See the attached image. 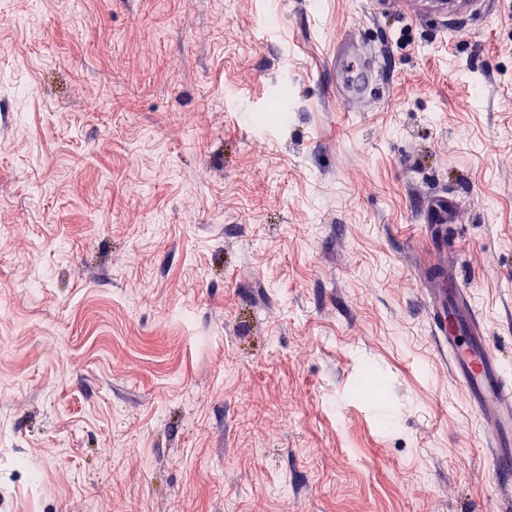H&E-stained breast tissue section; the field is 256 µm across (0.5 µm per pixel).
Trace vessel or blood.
<instances>
[{
    "label": "vessel or blood",
    "instance_id": "vessel-or-blood-1",
    "mask_svg": "<svg viewBox=\"0 0 512 512\" xmlns=\"http://www.w3.org/2000/svg\"><path fill=\"white\" fill-rule=\"evenodd\" d=\"M498 0H436L432 14L399 0L400 13L437 31L451 30L493 14ZM336 97L349 102L372 92L373 71L366 43L343 38L331 58ZM454 204L441 195L424 212L422 232L435 257L424 266L421 280L432 337L448 356L450 375L465 391L469 408L483 428L486 446L501 480L512 483V372L490 339L471 291L464 288L459 269L448 256V213Z\"/></svg>",
    "mask_w": 512,
    "mask_h": 512
}]
</instances>
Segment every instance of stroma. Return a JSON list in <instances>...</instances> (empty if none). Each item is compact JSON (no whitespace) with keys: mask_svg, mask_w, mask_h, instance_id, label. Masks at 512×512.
Here are the masks:
<instances>
[{"mask_svg":"<svg viewBox=\"0 0 512 512\" xmlns=\"http://www.w3.org/2000/svg\"><path fill=\"white\" fill-rule=\"evenodd\" d=\"M347 35L378 83L348 104ZM444 190L512 358V0L449 33L371 0H0V512H502L417 277Z\"/></svg>","mask_w":512,"mask_h":512,"instance_id":"obj_1","label":"stroma"}]
</instances>
